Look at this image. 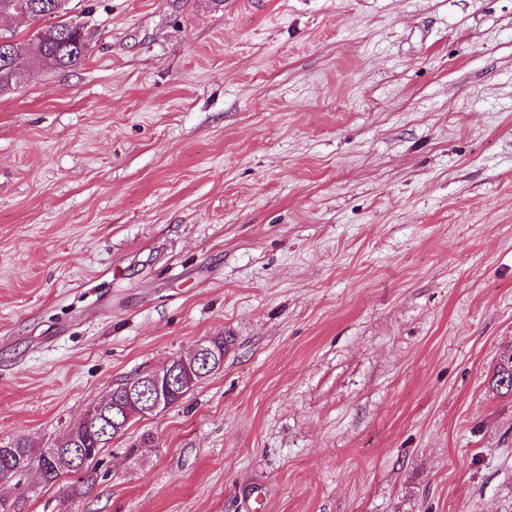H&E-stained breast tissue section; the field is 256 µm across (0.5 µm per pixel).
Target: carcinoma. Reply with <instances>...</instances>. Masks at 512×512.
Instances as JSON below:
<instances>
[{"label":"carcinoma","instance_id":"obj_1","mask_svg":"<svg viewBox=\"0 0 512 512\" xmlns=\"http://www.w3.org/2000/svg\"><path fill=\"white\" fill-rule=\"evenodd\" d=\"M58 0H0V15H12L23 11L28 17L54 18L62 15L57 9ZM90 52L89 40L78 22L61 21L37 30L31 42L11 39V44L0 53V95L15 89L24 68L33 59L40 64L60 70L81 66ZM191 389L184 384L170 390L161 388L164 404L179 403ZM131 403L126 383L112 387L109 402L102 409L100 421L93 431L71 428L59 444L50 448H33L30 440L16 436L0 447V504L8 506L7 512H24L21 496L11 497L9 492L19 486L20 478L34 469L46 486L71 478V492L75 496L89 494L94 485V467L102 450L116 435L114 422L126 419Z\"/></svg>","mask_w":512,"mask_h":512}]
</instances>
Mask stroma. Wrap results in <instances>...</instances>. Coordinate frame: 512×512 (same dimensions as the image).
I'll return each mask as SVG.
<instances>
[{
  "label": "stroma",
  "mask_w": 512,
  "mask_h": 512,
  "mask_svg": "<svg viewBox=\"0 0 512 512\" xmlns=\"http://www.w3.org/2000/svg\"><path fill=\"white\" fill-rule=\"evenodd\" d=\"M0 95V444L224 366L25 512H512V0H68ZM78 22L61 21L39 28L30 39L31 43L11 41L1 37L0 47V95L15 89L30 59L60 70L81 66L90 52L89 40Z\"/></svg>",
  "instance_id": "obj_1"
}]
</instances>
